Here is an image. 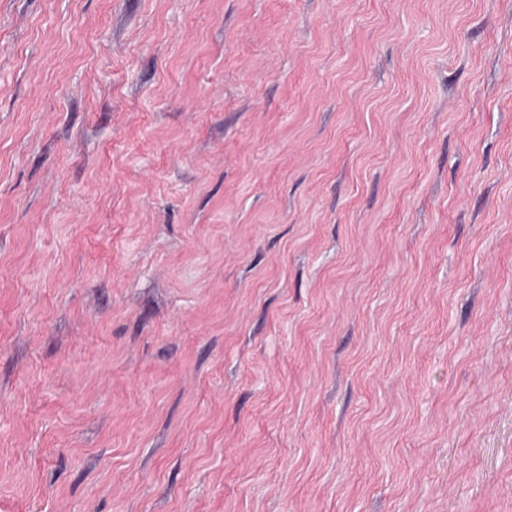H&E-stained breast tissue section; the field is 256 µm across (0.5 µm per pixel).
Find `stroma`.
<instances>
[{"label": "stroma", "instance_id": "1", "mask_svg": "<svg viewBox=\"0 0 512 512\" xmlns=\"http://www.w3.org/2000/svg\"><path fill=\"white\" fill-rule=\"evenodd\" d=\"M0 512H512V0H0Z\"/></svg>", "mask_w": 512, "mask_h": 512}]
</instances>
